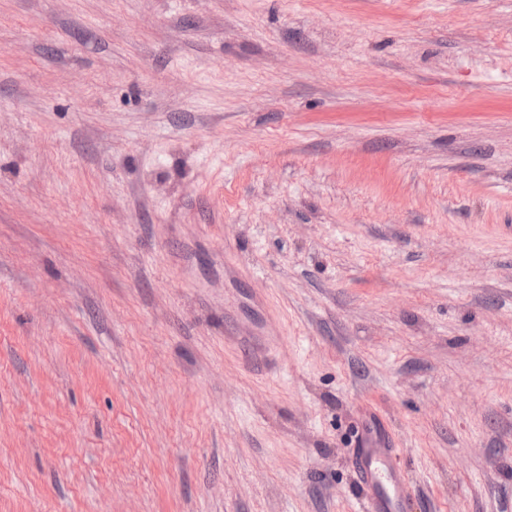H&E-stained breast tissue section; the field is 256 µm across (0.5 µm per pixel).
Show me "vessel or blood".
I'll list each match as a JSON object with an SVG mask.
<instances>
[{
    "label": "vessel or blood",
    "mask_w": 512,
    "mask_h": 512,
    "mask_svg": "<svg viewBox=\"0 0 512 512\" xmlns=\"http://www.w3.org/2000/svg\"><path fill=\"white\" fill-rule=\"evenodd\" d=\"M237 342L246 362L263 370L268 345L252 336L238 337ZM357 475L366 489V512H406L411 487L395 464L396 448L392 437L368 429L357 439L355 450Z\"/></svg>",
    "instance_id": "1"
}]
</instances>
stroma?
I'll list each match as a JSON object with an SVG mask.
<instances>
[{
    "instance_id": "1",
    "label": "stroma",
    "mask_w": 512,
    "mask_h": 512,
    "mask_svg": "<svg viewBox=\"0 0 512 512\" xmlns=\"http://www.w3.org/2000/svg\"><path fill=\"white\" fill-rule=\"evenodd\" d=\"M368 418L512 512V0H0V512H364ZM237 342L246 362L257 371H262L268 356L267 343L257 340L253 336H237Z\"/></svg>"
}]
</instances>
